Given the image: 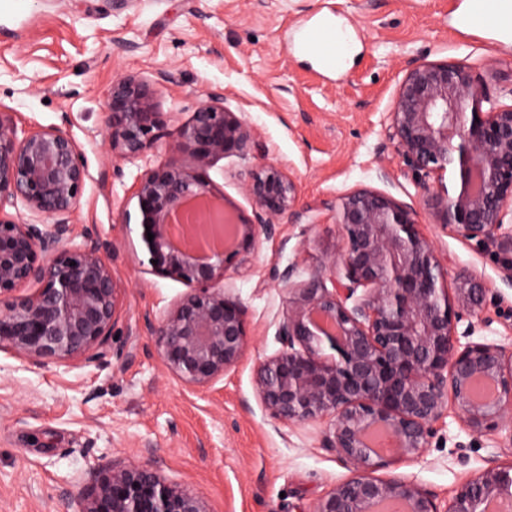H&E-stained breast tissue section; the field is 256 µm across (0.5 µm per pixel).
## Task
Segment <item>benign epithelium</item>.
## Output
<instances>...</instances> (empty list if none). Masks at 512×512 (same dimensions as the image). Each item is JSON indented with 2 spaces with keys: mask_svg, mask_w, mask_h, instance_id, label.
<instances>
[{
  "mask_svg": "<svg viewBox=\"0 0 512 512\" xmlns=\"http://www.w3.org/2000/svg\"><path fill=\"white\" fill-rule=\"evenodd\" d=\"M484 85L453 62L412 65L392 100L388 135L403 163L422 176L435 223L465 242L496 249L512 273V106H491ZM109 139L121 157H137L162 128L151 83L127 78L106 100ZM189 167L145 171L135 197L151 273L191 286L172 311L150 325L164 366L189 387L204 389L243 357L248 309L226 283L248 262L260 236L285 217L300 216L296 183L272 163L251 169L249 218L218 201L207 171L220 159H246L255 130L208 93L171 143ZM458 163L460 188L449 193L448 166ZM89 172L77 144L56 128L18 136L0 112V352L34 364H69L112 335L120 288L92 235L71 245L74 216ZM23 202L30 222L2 217ZM338 250L321 270L287 285L278 323L281 348L254 374L260 402L275 421L329 420L321 437L354 467L353 475L315 512H375L391 503L403 512H440L413 480L376 477L395 458L419 457L448 403L479 436L512 422V346L462 341L457 325L481 317L489 292L460 273L448 288V267L422 231L416 212L370 188L336 202ZM154 235L148 240L147 233ZM34 293L21 294L30 283ZM484 381L495 395L479 398ZM389 434L385 454L369 443ZM491 500L512 504V467L487 468L458 487L448 512H486ZM80 512H210L205 501L165 482L150 465L114 464L98 472Z\"/></svg>",
  "mask_w": 512,
  "mask_h": 512,
  "instance_id": "1",
  "label": "benign epithelium"
}]
</instances>
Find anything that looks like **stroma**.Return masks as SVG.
I'll return each instance as SVG.
<instances>
[{
	"label": "stroma",
	"mask_w": 512,
	"mask_h": 512,
	"mask_svg": "<svg viewBox=\"0 0 512 512\" xmlns=\"http://www.w3.org/2000/svg\"><path fill=\"white\" fill-rule=\"evenodd\" d=\"M467 0H0V110L17 129L54 127L84 156L89 177L74 216L76 243L93 233L121 290L114 339L94 363L34 365L0 352V512H78L97 473L119 461L146 462L168 482L201 496L210 512H314L348 478L351 464L322 447L327 428L283 424L253 387L257 364L280 348L286 310L281 275L307 279L339 243L333 206L371 188L413 207L448 267L490 292L476 342L512 344V274L476 243L434 224L422 190L387 137L388 112L412 63L468 67L498 104L512 105V41L459 27ZM342 15L354 52L324 72L291 52L296 24L324 7ZM151 81L159 136L136 158L108 140L113 82ZM259 135L248 159L208 171L215 189L245 215L254 204L243 175L265 162L296 183L302 216L260 239L228 282L249 314L242 360L206 389L185 385L162 364L148 326L188 293L148 271L133 196L141 175L188 163L170 144L207 92ZM418 458L389 466L436 499L441 512L459 483L512 466V435H473L456 408L435 426Z\"/></svg>",
	"instance_id": "stroma-1"
}]
</instances>
